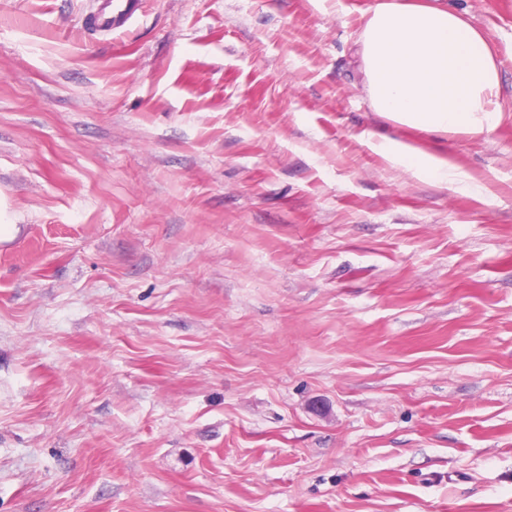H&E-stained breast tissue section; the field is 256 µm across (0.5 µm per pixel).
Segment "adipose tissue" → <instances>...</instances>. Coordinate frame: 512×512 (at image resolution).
Instances as JSON below:
<instances>
[{"mask_svg": "<svg viewBox=\"0 0 512 512\" xmlns=\"http://www.w3.org/2000/svg\"><path fill=\"white\" fill-rule=\"evenodd\" d=\"M372 106L395 123L439 134L490 133L499 123V72L484 33L447 0H377L359 40ZM394 169L453 191L489 194L448 157L376 138Z\"/></svg>", "mask_w": 512, "mask_h": 512, "instance_id": "obj_1", "label": "adipose tissue"}]
</instances>
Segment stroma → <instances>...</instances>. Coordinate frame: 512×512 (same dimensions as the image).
Returning <instances> with one entry per match:
<instances>
[{"label":"stroma","instance_id":"35a3bbf8","mask_svg":"<svg viewBox=\"0 0 512 512\" xmlns=\"http://www.w3.org/2000/svg\"><path fill=\"white\" fill-rule=\"evenodd\" d=\"M139 2L0 0V512H512V0L479 137L374 111L376 0ZM367 139L389 166L410 173L416 179L453 191L466 190L480 196L490 194L486 184L474 182L445 155L420 151L401 140L375 138L371 133Z\"/></svg>","mask_w":512,"mask_h":512}]
</instances>
